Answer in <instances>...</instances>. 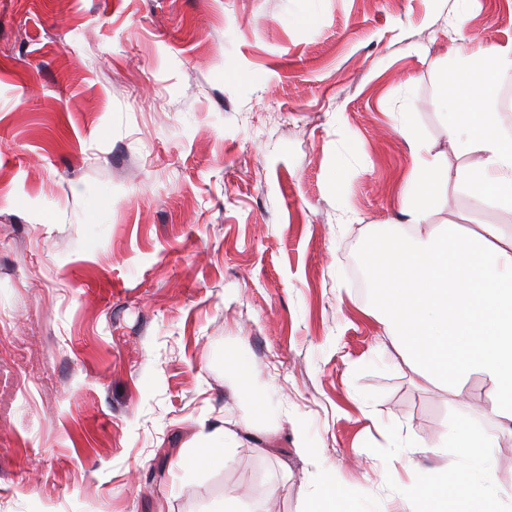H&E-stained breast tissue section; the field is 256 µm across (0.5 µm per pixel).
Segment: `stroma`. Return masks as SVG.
<instances>
[{
	"label": "stroma",
	"instance_id": "1",
	"mask_svg": "<svg viewBox=\"0 0 512 512\" xmlns=\"http://www.w3.org/2000/svg\"><path fill=\"white\" fill-rule=\"evenodd\" d=\"M510 42L512 0H0V512H303L320 466L350 512H406L409 478L472 471L407 437L460 421L512 512L493 386L419 385L354 276L407 221L414 139L429 223L512 227L440 99L455 45ZM226 421L231 463L176 467ZM231 368L236 374L238 387L245 394L252 396L255 392L253 376L256 373V365L241 358H235L231 362Z\"/></svg>",
	"mask_w": 512,
	"mask_h": 512
}]
</instances>
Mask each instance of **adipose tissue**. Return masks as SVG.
<instances>
[{"instance_id": "ef3b65f1", "label": "adipose tissue", "mask_w": 512, "mask_h": 512, "mask_svg": "<svg viewBox=\"0 0 512 512\" xmlns=\"http://www.w3.org/2000/svg\"><path fill=\"white\" fill-rule=\"evenodd\" d=\"M441 97L449 135L473 160L458 173L473 196L512 208V135L495 124L494 77L512 69V43L481 57L457 54ZM414 168L401 190L404 224H381L365 241L362 267L372 286L374 315L420 384L449 390L478 375L496 389L490 414L512 422V230L481 224L462 230L433 225L440 170L417 144ZM239 435L228 427H200L179 453V467L205 474L228 465ZM496 437L464 427L440 431L435 448H456L477 459L470 481L434 478L408 486L420 512H499L489 448Z\"/></svg>"}]
</instances>
